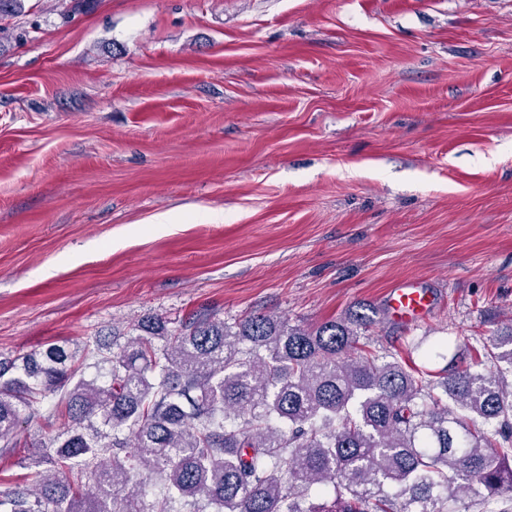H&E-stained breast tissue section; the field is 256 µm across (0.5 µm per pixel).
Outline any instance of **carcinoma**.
Here are the masks:
<instances>
[{
    "mask_svg": "<svg viewBox=\"0 0 512 512\" xmlns=\"http://www.w3.org/2000/svg\"><path fill=\"white\" fill-rule=\"evenodd\" d=\"M373 323L147 317L91 379L63 346L0 360V450L32 449L0 512H512V326L433 372L366 349Z\"/></svg>",
    "mask_w": 512,
    "mask_h": 512,
    "instance_id": "carcinoma-1",
    "label": "carcinoma"
}]
</instances>
